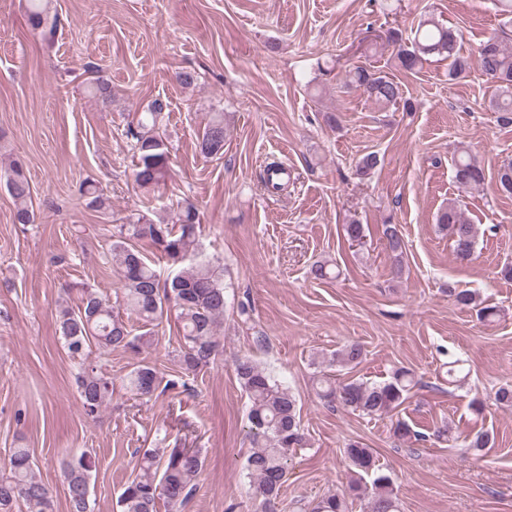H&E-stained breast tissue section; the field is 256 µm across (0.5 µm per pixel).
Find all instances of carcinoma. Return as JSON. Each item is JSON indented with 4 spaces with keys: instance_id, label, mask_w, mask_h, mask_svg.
Listing matches in <instances>:
<instances>
[{
    "instance_id": "1",
    "label": "carcinoma",
    "mask_w": 512,
    "mask_h": 512,
    "mask_svg": "<svg viewBox=\"0 0 512 512\" xmlns=\"http://www.w3.org/2000/svg\"><path fill=\"white\" fill-rule=\"evenodd\" d=\"M51 0H28L30 25L42 29L56 27L49 20ZM386 41L396 67L414 71L429 56L448 61V80L464 77L471 69L468 58L460 53L456 31L430 17L422 21L411 42L403 39L395 28L386 31ZM479 67L488 81L495 84L493 109L500 113L504 125L512 123V51L504 48L496 37L483 43L479 52ZM347 83L362 89L372 101L383 106H402L407 111L410 102L404 98L401 82L394 75L357 65L347 71ZM165 105L152 102L147 112L128 126L127 135L134 141L136 152L133 172L137 186L149 192L167 182L171 176V155L165 139L159 133V119ZM205 157L224 150V113L216 112L197 141ZM377 154L365 155L356 168V175L365 179L377 168ZM7 190L14 200V221L32 224L35 213L30 208L31 188L19 162L4 172ZM484 172L470 150L460 146L453 162V181L461 189L480 185ZM499 191L512 195V162L503 163L497 172ZM437 223L444 226L454 242L458 258L468 260L473 255L478 230L469 223L457 201L451 200L441 209ZM199 215L194 204L186 203L173 223L154 221L145 216L134 224H119L112 233L109 254L120 276L121 287L116 292L128 314L135 317L144 331L134 332L132 326L115 314L110 299L98 290L82 287L81 307L74 311L64 307L58 323L65 347L78 361V387L83 413L96 417L111 399L114 390L112 376L89 361L93 351L108 353L121 349L139 354L153 341L152 327L164 314L174 311L180 323V375L165 378L155 365L139 361L126 376L123 384L140 399L150 400L179 385L187 386L185 378L197 376L215 358L219 343L218 323L224 317V282L220 270L197 259V225ZM383 235L387 247L395 254V273L402 272L403 241L397 228L385 225ZM147 242L162 254L172 267L171 275L161 280L157 270L144 257L139 243ZM448 295L463 307L478 309V316H496L492 307H481L476 295L469 290L448 289ZM362 348L358 344L345 346L334 354L342 367L359 363ZM237 379L249 399L248 420L254 450L245 463L246 476L252 495L261 503V512H274V505L285 482L288 460L304 446L297 400L291 390L249 356L234 363ZM414 375L405 369L396 370L383 382L353 379L339 386L326 379H317L318 396L333 406L359 411L368 416H381L400 407L414 387ZM345 455L355 468L347 487L341 493H329L312 508V512H350L353 500L368 499V512H400L399 499L390 476L376 464L371 448L359 441L345 448ZM203 458L189 448H154L143 453L135 476L122 488L116 506L118 512H157L164 501L172 512H179L196 491ZM9 471L0 476V512H11L12 505L23 501L38 512H49L52 493L34 471L33 457L27 448H13L8 455ZM96 469L95 457L88 451L73 453L65 462L66 491L71 512H94L90 504V478ZM372 476L371 482L365 477Z\"/></svg>"
}]
</instances>
